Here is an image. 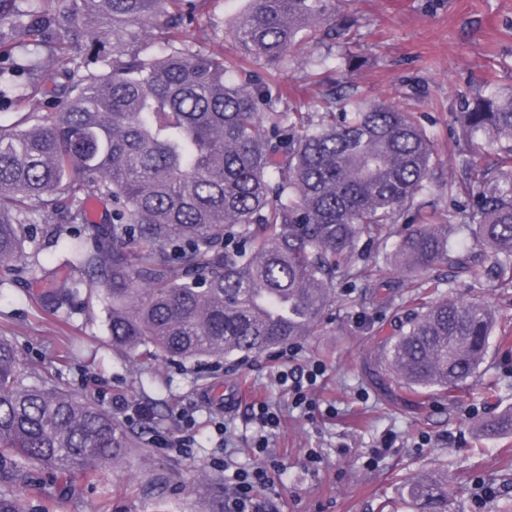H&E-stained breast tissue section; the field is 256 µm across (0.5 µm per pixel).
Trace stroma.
Segmentation results:
<instances>
[{
	"label": "stroma",
	"mask_w": 512,
	"mask_h": 512,
	"mask_svg": "<svg viewBox=\"0 0 512 512\" xmlns=\"http://www.w3.org/2000/svg\"><path fill=\"white\" fill-rule=\"evenodd\" d=\"M337 19L355 22L354 39L329 57V81L298 66L277 72L279 82L301 87L315 110L332 81L349 82L370 100L394 102L423 115L438 140L444 169H451L461 97L512 90V0H334ZM249 0H202L201 23L185 31L189 42L210 47L224 36V65L236 72L242 54L231 35ZM39 276H0V336L16 347L26 372L70 393L87 396L122 421L135 446L112 467L88 475L62 474L0 452V494L18 498L24 512H224V463L214 423L229 416L236 459L250 461L251 406L263 399L280 410L274 452L282 464L272 485L259 491L269 512H378L381 500L399 501L408 475L432 471L459 491L452 512H512V435L475 437L471 427L512 404V288L488 287L485 298L505 325L470 393L449 404L413 397L383 382L381 337L390 335L401 296L378 285L384 301L363 304L362 288L342 281L325 331L288 343L289 366L322 361L325 373L312 398L317 408H294L275 383L281 361L269 352L244 361L209 359L180 364L133 362L113 349L97 288H83L79 304L52 312L42 301ZM495 384L494 397L485 388ZM235 389L232 405L221 393ZM143 408L126 419L116 407ZM195 416L190 454L157 447V435L182 432L178 418ZM392 448L371 452L386 435Z\"/></svg>",
	"instance_id": "stroma-1"
}]
</instances>
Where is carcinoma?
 <instances>
[{"label": "carcinoma", "mask_w": 512, "mask_h": 512, "mask_svg": "<svg viewBox=\"0 0 512 512\" xmlns=\"http://www.w3.org/2000/svg\"><path fill=\"white\" fill-rule=\"evenodd\" d=\"M332 0H251L233 36L247 59L275 71L296 58L302 35L351 43ZM79 19L53 40L58 14ZM195 0H0V59L12 60L48 100L0 125V274L41 269L27 225L62 223L65 257L44 277L60 309L85 285L103 292L112 348L183 363L240 358L320 331L338 279L392 280L409 308L383 340L392 381L422 397H456L486 362L499 316L483 296L479 265L494 258L498 288L512 287V93L461 101L453 166L416 112L328 92L313 112L250 68L225 75L224 55L183 40ZM165 44L158 55L152 40ZM36 44L59 61L12 58ZM496 147L490 171L474 144ZM450 199L425 200L430 186ZM465 197L467 203L458 201ZM90 198L111 204L89 248L70 230L88 224ZM399 224H414L383 261ZM466 277L467 299L439 297L437 271ZM484 438L512 434V406L475 425ZM130 447L101 407L25 373L0 336V450L69 471L110 464ZM403 494L416 512H450L448 478L417 473Z\"/></svg>", "instance_id": "cac0c4a2"}]
</instances>
